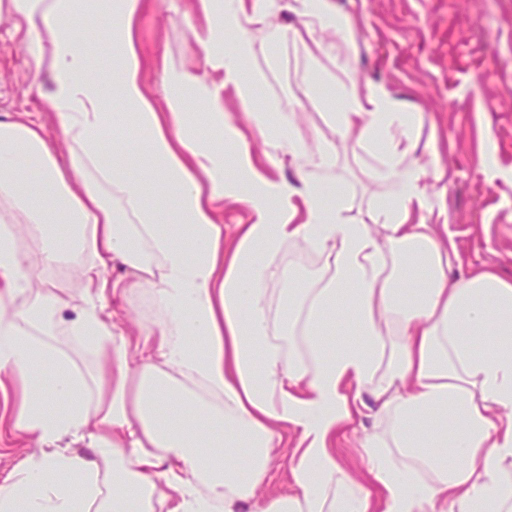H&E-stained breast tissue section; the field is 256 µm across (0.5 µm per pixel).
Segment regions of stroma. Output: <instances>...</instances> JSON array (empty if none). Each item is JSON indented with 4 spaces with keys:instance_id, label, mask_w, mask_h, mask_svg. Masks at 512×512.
Here are the masks:
<instances>
[{
    "instance_id": "1",
    "label": "stroma",
    "mask_w": 512,
    "mask_h": 512,
    "mask_svg": "<svg viewBox=\"0 0 512 512\" xmlns=\"http://www.w3.org/2000/svg\"><path fill=\"white\" fill-rule=\"evenodd\" d=\"M350 14L347 38L319 33L317 42L288 39L271 43L253 26L224 33V50L233 52L240 33L253 40L252 56L240 67L255 85L249 106H242L233 86L222 93L224 114L238 125L256 152L275 149L273 127L281 114L291 120L290 135L305 147L330 141L336 161L329 176L345 198V217L353 224L370 221L371 210L387 187L376 180L375 151L355 137L336 132L334 115L341 101L333 86L342 71L357 81L384 85L407 111L418 113L419 148L432 145L445 178L435 183L433 202L448 224V239L461 260L453 274L489 267L512 280V0H337ZM198 0H155L141 20L139 39L148 57L167 58L195 72L202 63L194 51L192 26L202 24ZM72 23L81 34L89 73L110 62L102 32L112 15L77 13ZM329 45L321 52L319 44ZM28 49L9 18L0 17V116L19 112L43 122L56 139L55 122L42 113L35 86L49 87L48 71L26 64ZM263 112L267 127L250 115ZM273 267L291 266V287L315 288L332 273V260L309 254L300 244L285 246ZM281 281L269 285L268 316L275 335L301 350L306 312L284 307ZM151 288L135 290L128 302L114 303L112 321L122 329L151 326L162 320ZM389 421L363 416L346 431L336 454L355 479L366 470V438L386 432ZM301 453L298 431L286 427L271 452L267 495L291 493L290 468Z\"/></svg>"
}]
</instances>
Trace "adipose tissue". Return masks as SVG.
<instances>
[{"label":"adipose tissue","mask_w":512,"mask_h":512,"mask_svg":"<svg viewBox=\"0 0 512 512\" xmlns=\"http://www.w3.org/2000/svg\"><path fill=\"white\" fill-rule=\"evenodd\" d=\"M98 0H0L28 44L34 70H49L39 91L66 153L43 124L25 114L0 118V393L17 388L8 423L40 453L0 483V512H512V281L490 269L452 279L451 256L433 227L427 180H441L416 156L414 120L380 84L339 83L338 133L380 145L375 177L389 185L372 221L352 224L345 205L317 171L332 145L290 144L295 180L271 176L277 154L257 164L250 142L218 105L210 74L234 83L242 102L253 86L238 60L253 50L241 37L224 53V29L267 24L274 0H199L206 27L193 31L207 69L200 75L160 65L163 95L145 78L139 25L152 0H107L109 65L89 74L84 45L70 23ZM306 34L345 33L334 0H288ZM211 105L206 124L234 146L222 150L189 130L187 101ZM121 104L106 112L108 102ZM134 119L154 161L151 176L108 161L102 143ZM32 169L19 173L20 161ZM245 206L251 221L224 238L225 204ZM183 225L171 236L168 224ZM27 227L18 237L14 227ZM65 232H56V225ZM291 241L333 259L318 288L288 295L307 312L304 350L285 351L270 333L266 288L287 270L268 260ZM78 266L85 304L70 310L51 280L31 283V265ZM121 263L126 281L105 270ZM151 287L164 318L136 332L115 329L109 299ZM32 293L14 307L18 294ZM347 296L358 338L327 350L321 336ZM63 331L88 343L93 372L74 366L51 339ZM494 333L504 344L476 350ZM54 369L42 393L40 364ZM387 416L388 438L372 436L366 482L336 459V441L364 409ZM301 432L304 448L290 469L296 496L261 495L280 428ZM92 456L60 450L63 439ZM247 449V477L236 456ZM402 449L397 466L388 456ZM446 448L452 464L433 456Z\"/></svg>","instance_id":"adipose-tissue-1"}]
</instances>
